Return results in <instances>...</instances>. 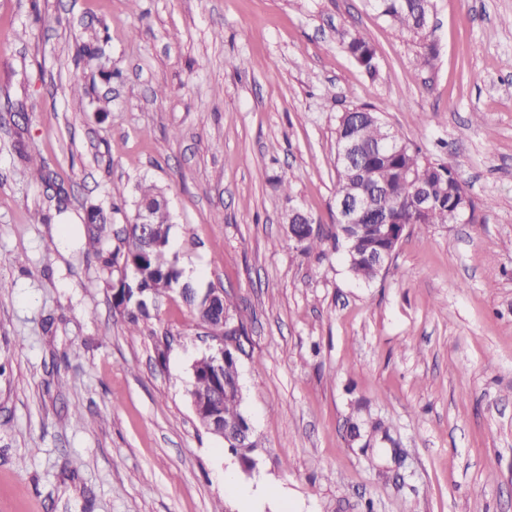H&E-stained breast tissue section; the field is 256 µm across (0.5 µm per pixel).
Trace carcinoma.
<instances>
[{
    "label": "carcinoma",
    "instance_id": "carcinoma-1",
    "mask_svg": "<svg viewBox=\"0 0 512 512\" xmlns=\"http://www.w3.org/2000/svg\"><path fill=\"white\" fill-rule=\"evenodd\" d=\"M373 8L384 16L400 34H410L424 41L425 52L420 57L423 65L431 64L435 48L426 43L428 20L433 9L432 0H371ZM348 53L369 74L377 72L375 50L362 36L350 31L340 33ZM336 142H351L355 145L353 166L336 160V199L343 197H372L378 186L388 188L387 205L394 223L404 227L410 225L449 224L456 220L455 208L465 189L461 180L447 166L421 155L420 150L407 145L399 152H389L383 145L385 126L380 121L378 110L370 105L356 106L338 116ZM426 191L434 198L431 210L422 215L417 209V193ZM165 192L154 184L138 186V202L152 208L151 230L155 245L144 248L138 225L129 224L121 239L122 247L107 253L103 260L110 275L133 268L139 269L134 280L125 282V306L120 314L125 318L129 331H138L140 321L149 318V305L168 295L183 284L178 257L170 254L169 240L172 230L171 215L164 203ZM96 221L87 224L88 244L96 248L108 237L109 228L101 209L94 207ZM334 238L347 249V263L353 276L362 281H374L381 268L373 261L377 253L395 252L397 245L377 237L370 223L359 232L356 240L345 237V225H335ZM183 302L197 321L206 313L204 305L207 293L193 283L186 284ZM239 379L238 356L230 349L224 353V378L214 371L211 356L206 353L192 367L190 399L208 410H216L224 421L233 425L249 427L250 423L242 411V398L236 385Z\"/></svg>",
    "mask_w": 512,
    "mask_h": 512
}]
</instances>
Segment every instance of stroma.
I'll return each mask as SVG.
<instances>
[{"label": "stroma", "mask_w": 512, "mask_h": 512, "mask_svg": "<svg viewBox=\"0 0 512 512\" xmlns=\"http://www.w3.org/2000/svg\"><path fill=\"white\" fill-rule=\"evenodd\" d=\"M434 4L423 68L369 0H0V512H512V0ZM362 104L476 204L407 231L370 284L333 239L336 119ZM142 182L186 278L246 327L251 474L194 414L209 339L181 297L135 334L112 305L101 253ZM340 38L356 63L360 64L370 75L376 74L377 61L372 45L364 37L350 31L341 32Z\"/></svg>", "instance_id": "obj_1"}]
</instances>
